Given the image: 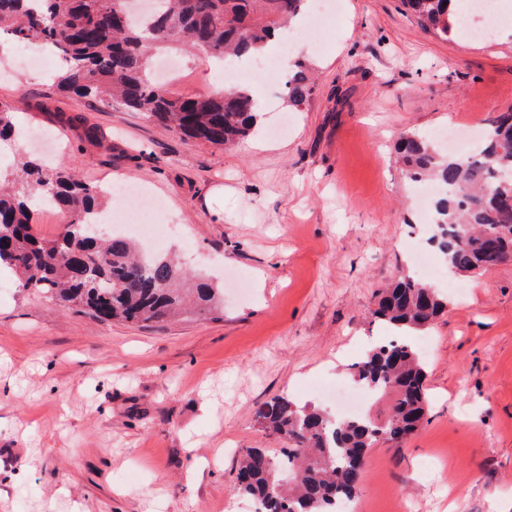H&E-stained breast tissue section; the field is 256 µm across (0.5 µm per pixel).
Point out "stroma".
I'll return each instance as SVG.
<instances>
[{"label": "stroma", "instance_id": "1", "mask_svg": "<svg viewBox=\"0 0 512 512\" xmlns=\"http://www.w3.org/2000/svg\"><path fill=\"white\" fill-rule=\"evenodd\" d=\"M294 54L318 72L305 104L255 89L287 133L226 150L70 99L52 86L57 61L0 78V108L53 135L56 166L145 185L174 222L160 251L224 290L202 316L99 323L0 282V512H226L239 449L282 445L257 405H322L318 383L350 379L386 335L376 293L428 247L393 145L512 108V29L446 41L400 0H340ZM438 290L448 307L421 334L428 412L402 444L370 448L360 512L512 502V262Z\"/></svg>", "mask_w": 512, "mask_h": 512}]
</instances>
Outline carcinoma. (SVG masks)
<instances>
[{"label": "carcinoma", "instance_id": "1", "mask_svg": "<svg viewBox=\"0 0 512 512\" xmlns=\"http://www.w3.org/2000/svg\"><path fill=\"white\" fill-rule=\"evenodd\" d=\"M0 0V38L16 44L52 42L65 61L56 87L79 98L102 97L126 110L217 148L248 136L257 99L246 88L207 96L173 97L154 86L147 73L153 46L181 43L218 61L248 59L301 13L305 0H156L153 18L137 24L124 0ZM426 30L442 37L457 33L460 13L452 0H401ZM313 79L296 61L288 69V105L299 107ZM11 113L0 109V140L18 135ZM406 178H430L451 189L434 205L429 240L448 268L482 273L512 261V109L487 123L483 143L467 157L444 155L429 139L410 132L396 146ZM0 187V270L18 285L48 295L61 309L77 307L100 321L163 322L182 309V273L171 259L138 253L114 234L92 236L109 190L89 185L63 170L24 158L6 171ZM65 218L51 241L33 229L31 189ZM220 289H193L194 312L204 314ZM448 300L428 284L402 277L379 294L374 316L396 337L367 350L351 368L352 378L370 388L396 392L388 420L333 418L284 396L260 403L263 429L285 442L275 455L266 448L243 450L233 493L260 502V512H339L357 494L366 453L383 441L402 443L426 413V371L407 335L431 327Z\"/></svg>", "mask_w": 512, "mask_h": 512}]
</instances>
